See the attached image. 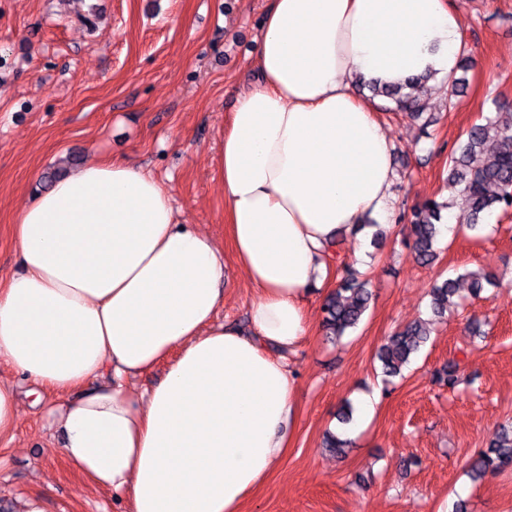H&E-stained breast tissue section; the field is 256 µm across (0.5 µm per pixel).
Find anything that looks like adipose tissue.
<instances>
[{
  "label": "adipose tissue",
  "mask_w": 512,
  "mask_h": 512,
  "mask_svg": "<svg viewBox=\"0 0 512 512\" xmlns=\"http://www.w3.org/2000/svg\"><path fill=\"white\" fill-rule=\"evenodd\" d=\"M460 36L448 0H271L216 157L249 330L215 323L224 253L136 162L91 161L23 206L0 363L74 392L47 411L62 452L127 512H240L276 468L295 381L262 345L307 335L335 233L392 215L389 136L355 84L452 75Z\"/></svg>",
  "instance_id": "adipose-tissue-1"
}]
</instances>
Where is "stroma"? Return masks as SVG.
Segmentation results:
<instances>
[{
    "label": "stroma",
    "mask_w": 512,
    "mask_h": 512,
    "mask_svg": "<svg viewBox=\"0 0 512 512\" xmlns=\"http://www.w3.org/2000/svg\"><path fill=\"white\" fill-rule=\"evenodd\" d=\"M466 43L467 88L447 108L444 79L426 95L433 137L403 113L379 111L392 144L394 211L380 246L354 257L341 237L320 257L326 276L306 305L315 326L288 358L295 379L288 451L242 512H439L462 500L467 512H512V470L474 481L466 469L502 425L512 424V213L469 229L466 203L447 182L448 157L481 116L512 112V0H450ZM269 0H0V275L20 271L14 223L50 173L99 157L129 158L170 190L181 223L224 252V302L217 322L241 327L258 293L231 251L224 194L213 158L229 127L236 92L255 82L251 53ZM431 198L458 210L456 233L419 264L404 214ZM362 264L376 299L338 342L320 322L344 266ZM493 273L480 296L461 288L459 307L432 319L427 291L468 271ZM426 320L431 336L404 378L383 383L376 355L389 336ZM458 364L462 382L439 388L435 370ZM15 384L19 413L0 439V512H123L111 491L91 484L61 453L62 433L44 412L64 393ZM364 392L373 414L343 456L324 448L337 414Z\"/></svg>",
    "instance_id": "stroma-1"
}]
</instances>
